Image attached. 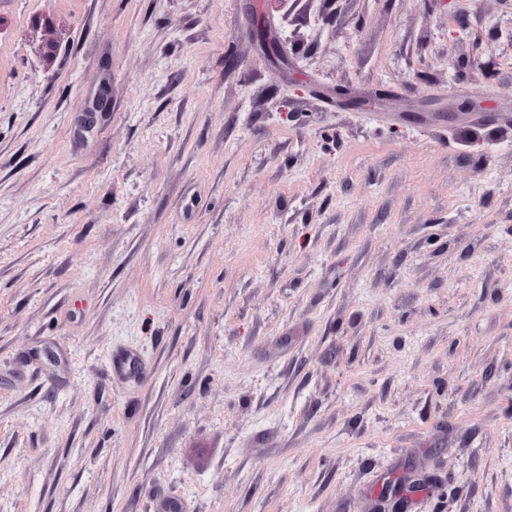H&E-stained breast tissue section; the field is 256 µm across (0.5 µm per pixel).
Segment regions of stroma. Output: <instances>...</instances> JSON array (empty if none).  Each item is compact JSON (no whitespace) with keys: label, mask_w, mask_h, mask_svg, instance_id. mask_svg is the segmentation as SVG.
I'll use <instances>...</instances> for the list:
<instances>
[{"label":"stroma","mask_w":512,"mask_h":512,"mask_svg":"<svg viewBox=\"0 0 512 512\" xmlns=\"http://www.w3.org/2000/svg\"><path fill=\"white\" fill-rule=\"evenodd\" d=\"M410 464L512 512V0H0V512H371ZM109 107V92L106 86L102 87L96 101L91 107L87 108L79 120V128L85 132L93 131L102 114L108 112Z\"/></svg>","instance_id":"1"}]
</instances>
